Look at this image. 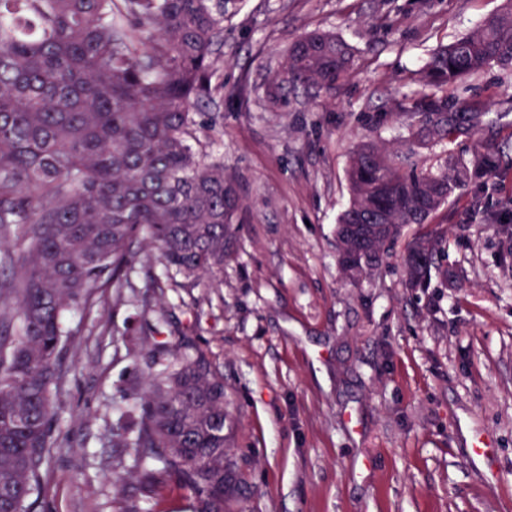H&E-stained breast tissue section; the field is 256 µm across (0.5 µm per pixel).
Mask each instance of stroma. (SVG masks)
<instances>
[{
    "mask_svg": "<svg viewBox=\"0 0 512 512\" xmlns=\"http://www.w3.org/2000/svg\"><path fill=\"white\" fill-rule=\"evenodd\" d=\"M503 0H231L224 17L222 133L203 147L240 199L218 287L154 290L136 265L124 300L98 289L67 312L61 404L38 512H139L133 456L112 445L124 381L149 346L126 334L141 310L190 336L224 375L230 457L241 478L224 512H512V236L473 212L476 184L434 224L447 229L449 285L406 287L403 257L432 226L412 224L358 280L338 263L336 222L352 152L407 151L391 117L431 52ZM345 42L335 90L265 92L300 35ZM488 99L506 160L486 211L512 214V72L458 83ZM494 450L474 465L473 436Z\"/></svg>",
    "mask_w": 512,
    "mask_h": 512,
    "instance_id": "stroma-1",
    "label": "stroma"
}]
</instances>
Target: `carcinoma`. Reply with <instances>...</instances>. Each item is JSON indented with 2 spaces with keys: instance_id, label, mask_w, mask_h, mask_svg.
Wrapping results in <instances>:
<instances>
[{
  "instance_id": "carcinoma-1",
  "label": "carcinoma",
  "mask_w": 512,
  "mask_h": 512,
  "mask_svg": "<svg viewBox=\"0 0 512 512\" xmlns=\"http://www.w3.org/2000/svg\"><path fill=\"white\" fill-rule=\"evenodd\" d=\"M228 0H0V512H36L44 489L63 379L64 313L96 288L122 299L127 271L158 259L168 284L194 286L223 272L237 209L224 163L192 143L222 133L224 12ZM351 63L330 33L299 37L282 77L266 90L281 104L288 84L336 89ZM496 65L512 70V0L467 35L440 47L403 96L398 116L418 124L420 147L482 131L468 157L432 170L395 161L374 144L351 158L346 226L380 218L393 225L359 265L374 271L408 224H430L455 190L497 173L501 129L489 103L457 105L448 87ZM200 112L209 121L199 122ZM22 231L10 237L9 225ZM159 250L133 249L139 231ZM438 234L415 240L404 258L406 285L448 282ZM164 321H145L154 338L147 377L123 390L127 403L112 447L133 450L148 503L174 483L193 512H224L238 491L227 462L224 376L183 337L159 341Z\"/></svg>"
}]
</instances>
